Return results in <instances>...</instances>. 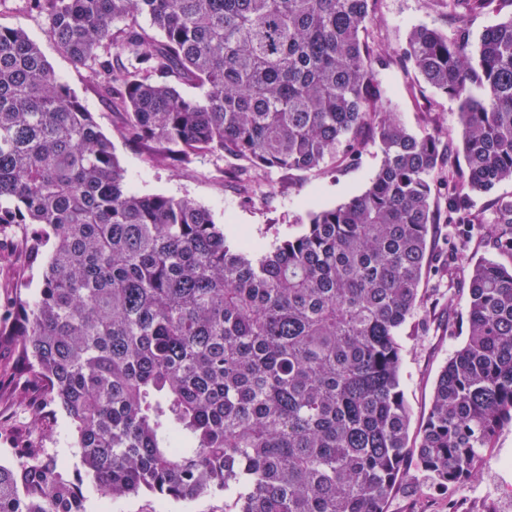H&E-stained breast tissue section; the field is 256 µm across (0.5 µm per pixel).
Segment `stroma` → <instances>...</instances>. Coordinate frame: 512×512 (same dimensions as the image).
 Returning <instances> with one entry per match:
<instances>
[{"label": "stroma", "instance_id": "1", "mask_svg": "<svg viewBox=\"0 0 512 512\" xmlns=\"http://www.w3.org/2000/svg\"><path fill=\"white\" fill-rule=\"evenodd\" d=\"M376 19L363 33L375 53L390 60L377 68L375 85L378 103L396 112L406 128L416 135L438 134L451 142L453 152L435 177L439 180L464 169L462 125L459 103L427 87L405 60L403 51L411 31L428 25L452 33L454 21L436 9L431 0H377ZM0 25L24 30L38 45L45 59L72 88L112 147L126 172L128 186L139 194L187 197L208 209L228 236L240 235L270 250L277 238L301 232L300 221L309 209L334 207L364 191L380 165V151L370 146L354 161H326L308 173L271 170L264 174L253 200H246L240 183L231 177L224 159L202 155L186 167L153 166L142 149L120 136V120L110 104L92 86L86 70L62 53L48 33L45 18L29 14L22 0H0ZM512 198V181L498 183L489 192L468 195L469 212L479 225L466 229L461 224L433 225L430 264L420 284V305L400 334L403 344L404 395L411 421L409 447H418L420 428L431 403L442 367L464 344L469 330L467 294L470 257H486L512 265V256L500 252L489 234L497 199ZM0 245L15 250L11 265L0 268V301L8 294L7 283L22 281L28 295L41 285V269L29 264L18 251L13 229H0ZM452 250L456 261L452 278L442 277L444 250ZM11 348L0 344V464L15 461L14 451L26 444L48 448L64 463L72 479H85L74 432L65 413L49 405L42 390L28 383L11 367ZM42 408L39 426H32L30 407ZM387 512H512V426L501 429L493 448L485 454L477 472L465 485L448 494L439 489L415 465H407L386 505ZM87 512H224L220 494L190 501H167L141 493L111 500L89 494Z\"/></svg>", "mask_w": 512, "mask_h": 512}]
</instances>
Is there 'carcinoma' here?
Masks as SVG:
<instances>
[{
    "label": "carcinoma",
    "mask_w": 512,
    "mask_h": 512,
    "mask_svg": "<svg viewBox=\"0 0 512 512\" xmlns=\"http://www.w3.org/2000/svg\"><path fill=\"white\" fill-rule=\"evenodd\" d=\"M377 0H24L122 115L150 162L200 154L242 177L307 172L378 140L348 202L310 210L263 253L190 198L131 191L93 114L21 29L0 26V224L21 229L39 294L12 285L0 337L70 419L102 499L224 493L225 512H386L407 461L452 492L512 425V267L470 261L469 333L408 447L401 327L417 309L439 136L378 112L361 38ZM406 56L459 101L472 191L512 180V16L470 50L498 0H433ZM146 20L149 26L141 24ZM203 89L183 94L179 85ZM0 465V512H86L45 448ZM511 12V3L503 2L500 4L498 10L485 11L471 16L468 20V24L473 34L472 49H475L477 38L483 32V30L499 23L503 19L508 18Z\"/></svg>",
    "instance_id": "1"
}]
</instances>
